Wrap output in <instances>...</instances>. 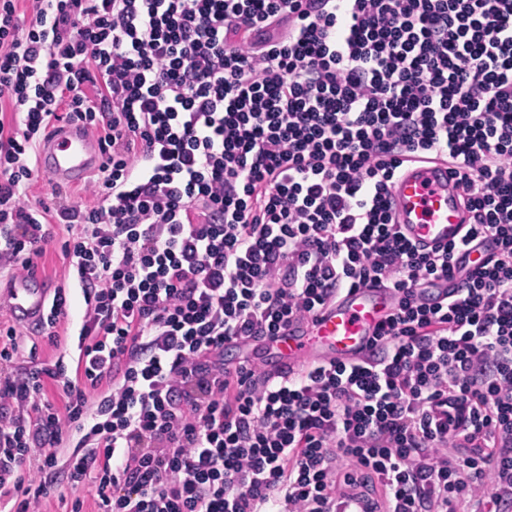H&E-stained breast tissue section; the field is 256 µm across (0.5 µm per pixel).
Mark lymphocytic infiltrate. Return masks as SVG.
I'll return each mask as SVG.
<instances>
[{
  "label": "lymphocytic infiltrate",
  "mask_w": 512,
  "mask_h": 512,
  "mask_svg": "<svg viewBox=\"0 0 512 512\" xmlns=\"http://www.w3.org/2000/svg\"><path fill=\"white\" fill-rule=\"evenodd\" d=\"M17 2L0 268L72 230L85 310L72 369L20 366L0 328V499L29 512L63 481L95 512H335L377 478L383 512H512V0ZM64 119L98 136L97 202L26 204ZM435 159L465 241L497 244L475 266L394 220L399 168ZM381 283L376 364L225 366V344Z\"/></svg>",
  "instance_id": "obj_1"
}]
</instances>
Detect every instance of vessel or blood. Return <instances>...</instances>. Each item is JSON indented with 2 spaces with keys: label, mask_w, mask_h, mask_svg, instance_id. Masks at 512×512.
<instances>
[{
  "label": "vessel or blood",
  "mask_w": 512,
  "mask_h": 512,
  "mask_svg": "<svg viewBox=\"0 0 512 512\" xmlns=\"http://www.w3.org/2000/svg\"><path fill=\"white\" fill-rule=\"evenodd\" d=\"M103 159L98 142L86 127L68 123L44 141L40 168L57 187L82 180ZM393 211L404 236L419 248L432 250L461 242L465 213L459 190L445 163L424 160L405 164L388 187ZM49 289L43 278L30 273L0 289L17 323L36 327L49 309ZM396 296L383 287L347 291L307 322L289 326L286 335L266 339L274 352L263 368L269 373H296L333 361L372 362L370 343L379 325L394 311Z\"/></svg>",
  "instance_id": "1"
}]
</instances>
